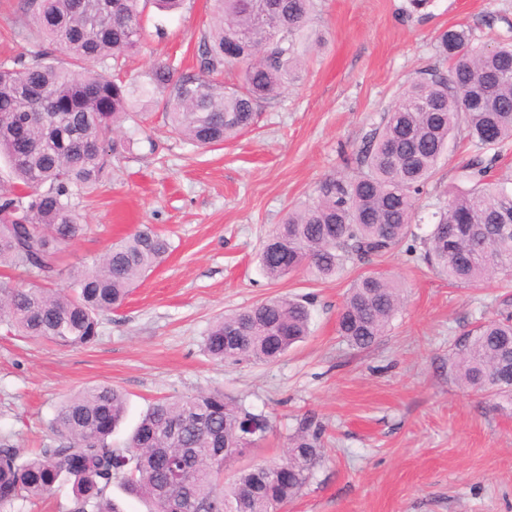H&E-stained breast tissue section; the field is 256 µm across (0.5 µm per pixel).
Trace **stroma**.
Wrapping results in <instances>:
<instances>
[{
  "label": "stroma",
  "mask_w": 512,
  "mask_h": 512,
  "mask_svg": "<svg viewBox=\"0 0 512 512\" xmlns=\"http://www.w3.org/2000/svg\"><path fill=\"white\" fill-rule=\"evenodd\" d=\"M16 3L0 0V61L32 48L16 34ZM212 8V0H186L171 14L148 9L162 32L127 58L128 74L161 61L198 74ZM453 25L468 27L477 45L512 40V0H320L313 28L324 43L299 81L252 128L211 148L172 137L153 106L150 144L113 158L103 185L83 199L89 230L66 247L64 262L80 264L142 224L174 249L103 318L95 345L62 348L0 327V438L20 448L52 443L58 405L108 383L128 399L112 435L118 446L156 398L221 390L272 423L248 462H280L304 420L324 427L322 461L281 512H512V403L460 387L451 372L456 340L512 310V287L448 284L402 249L326 280L299 271L273 281L257 259L288 210L325 178L351 174L352 153L407 82L438 63L437 37ZM473 154L463 138L451 140L423 190V220L460 188L458 170ZM368 268L399 281L404 304L387 334L357 351L338 335L336 317ZM280 295L310 300L304 342L272 363L207 355L216 318Z\"/></svg>",
  "instance_id": "1"
}]
</instances>
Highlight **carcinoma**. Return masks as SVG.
Segmentation results:
<instances>
[{
	"mask_svg": "<svg viewBox=\"0 0 512 512\" xmlns=\"http://www.w3.org/2000/svg\"><path fill=\"white\" fill-rule=\"evenodd\" d=\"M184 0H18L22 29L34 50L0 63V157L14 181L0 185V267L49 282L62 249L83 236L79 199L98 189L112 158L130 154L135 134L162 102L168 132L197 147L233 139L253 126L258 109L296 78L316 0H273L278 36L257 19L256 0H215L198 44L200 75H175L157 62L126 80L120 61L149 33L147 5L173 11ZM471 32L451 26L438 36L448 71L431 67L412 80L351 157L354 174L329 177L315 196L288 212L264 242L259 260L278 280L305 270L327 279L349 262L402 246L439 274L478 285L512 277V190L489 178L492 162L512 141V43L473 50ZM69 59L64 65L55 57ZM463 132L475 155L461 167L468 188L434 214L430 231H414L424 186ZM494 151L490 162L485 152ZM172 250L143 224L92 262L73 267L62 289L22 288L0 281V321L20 336L62 347L99 338L101 317L118 311L130 291ZM398 281L381 272L355 278L336 329L353 349H367L389 330L400 309ZM302 300L275 296L226 314L204 339L219 361L272 362L308 336ZM455 380L464 388L512 395V315L479 325L455 344ZM124 394L98 384L65 400L51 428L54 444L29 454L0 442V512L19 499L52 495L71 485L69 512H118L110 491H124L158 512L165 499L178 512H273L301 492L322 458L323 426L312 420L288 439V476L273 478L254 464L224 482V449L253 424L258 448L270 430L263 414L220 390L163 397L150 405L120 448L109 438L126 414Z\"/></svg>",
	"mask_w": 512,
	"mask_h": 512,
	"instance_id": "obj_1",
	"label": "carcinoma"
}]
</instances>
